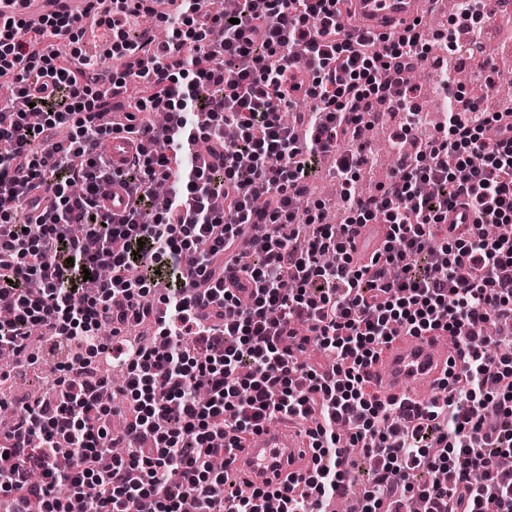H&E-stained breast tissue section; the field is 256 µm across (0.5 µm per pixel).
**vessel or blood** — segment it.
Returning a JSON list of instances; mask_svg holds the SVG:
<instances>
[{
  "label": "vessel or blood",
  "mask_w": 512,
  "mask_h": 512,
  "mask_svg": "<svg viewBox=\"0 0 512 512\" xmlns=\"http://www.w3.org/2000/svg\"><path fill=\"white\" fill-rule=\"evenodd\" d=\"M355 3L362 29L374 33H403L405 23L418 18L424 10L423 0H355ZM99 4L100 0H0V19L22 20L34 27L43 17L54 13L86 17L97 11ZM134 148V143L123 134H113L107 149L113 167H121ZM474 222L473 208L452 206L448 211L449 236L469 235ZM386 234L382 224L357 226L353 233L356 262H368ZM447 363V349L429 337L401 336L380 354L371 368V377L382 397L418 402L435 396V383ZM310 456L306 430L293 420L267 430L260 445L224 451L230 470L256 486L284 485L289 475L307 465Z\"/></svg>",
  "instance_id": "1"
}]
</instances>
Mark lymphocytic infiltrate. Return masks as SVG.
I'll use <instances>...</instances> for the list:
<instances>
[{
    "label": "lymphocytic infiltrate",
    "instance_id": "lymphocytic-infiltrate-1",
    "mask_svg": "<svg viewBox=\"0 0 512 512\" xmlns=\"http://www.w3.org/2000/svg\"><path fill=\"white\" fill-rule=\"evenodd\" d=\"M141 15L135 0H112L90 24L44 23L66 36L111 29L122 71L109 92L89 80L92 58L0 21V78L13 80L0 98V350L23 357L41 325L66 357L55 399L0 426V494L20 512H329L355 447L371 472L360 512H512V472L499 466L512 456V353L484 332L512 321V134L485 140L488 117L444 80L434 135L415 136V68L481 12L459 10L430 41L413 24L391 38L362 30L353 0H238L231 16L182 0L162 38L143 37ZM299 64L314 106L295 126L281 115L302 90L289 76ZM386 72L406 110L394 141L416 150L363 197L356 143L386 100ZM115 92L130 107L125 132L148 137L119 170L101 148ZM158 110L165 126L150 120ZM326 155L344 188L341 224L297 217ZM116 183L128 196L118 212ZM38 189L54 205L33 217ZM463 197L473 235H440ZM248 224L268 231L245 240ZM359 224L387 227L367 266L353 262ZM150 319L164 351L119 332ZM441 334L450 395L380 397L369 369L383 348ZM312 346L329 365L309 361ZM94 363L123 374L120 431ZM287 416L314 421L311 468L282 488L225 491L214 438L246 448Z\"/></svg>",
    "mask_w": 512,
    "mask_h": 512
}]
</instances>
